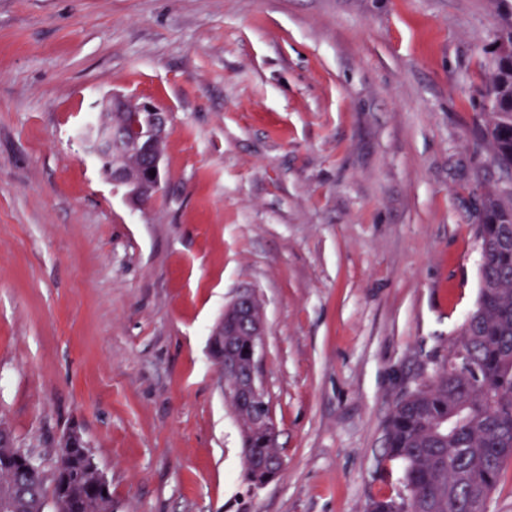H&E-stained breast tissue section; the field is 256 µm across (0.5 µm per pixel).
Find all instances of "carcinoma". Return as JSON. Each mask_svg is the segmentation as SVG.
I'll return each mask as SVG.
<instances>
[{
    "label": "carcinoma",
    "mask_w": 512,
    "mask_h": 512,
    "mask_svg": "<svg viewBox=\"0 0 512 512\" xmlns=\"http://www.w3.org/2000/svg\"><path fill=\"white\" fill-rule=\"evenodd\" d=\"M497 25L482 65L484 133L494 161L512 171V0H494ZM476 240L483 262L475 308L448 359L428 382L395 404L384 458L400 464L404 492L374 497L366 512H484L506 464L512 462V191L489 194ZM247 479L274 474L279 450L268 447L264 422L241 420ZM22 450L0 443V512H47L42 467L21 470ZM95 473L54 479L52 497L69 512H112V495H95Z\"/></svg>",
    "instance_id": "1"
}]
</instances>
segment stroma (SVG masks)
Segmentation results:
<instances>
[{
  "label": "stroma",
  "instance_id": "1",
  "mask_svg": "<svg viewBox=\"0 0 512 512\" xmlns=\"http://www.w3.org/2000/svg\"><path fill=\"white\" fill-rule=\"evenodd\" d=\"M491 0H0V420L53 480L79 427L112 512H364L397 400L477 302ZM167 115L133 207L81 140ZM244 290L280 476L255 494L210 336Z\"/></svg>",
  "mask_w": 512,
  "mask_h": 512
}]
</instances>
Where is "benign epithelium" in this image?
I'll list each match as a JSON object with an SVG mask.
<instances>
[{"label": "benign epithelium", "mask_w": 512, "mask_h": 512, "mask_svg": "<svg viewBox=\"0 0 512 512\" xmlns=\"http://www.w3.org/2000/svg\"><path fill=\"white\" fill-rule=\"evenodd\" d=\"M106 111L134 114L131 132L112 127V122L100 125L89 135L98 156L104 162L112 183L126 189L128 201L134 207L150 203L162 188L161 153L158 142L166 135L167 116L155 105L133 102L123 95H115L106 103ZM236 312L234 335L252 339L248 354L246 381H240L242 371L234 347L224 344V321H219L213 333L216 360L222 373V388L230 399V406L237 418L259 402L268 393L259 372L258 354L264 343L265 326L260 306L249 292L240 293L228 306ZM69 447L80 449L87 468L97 471L98 487L105 489L108 481L97 470L90 448L77 430L65 434Z\"/></svg>", "instance_id": "obj_1"}]
</instances>
